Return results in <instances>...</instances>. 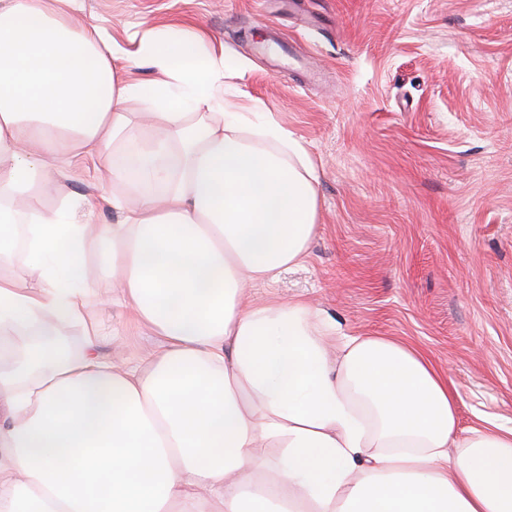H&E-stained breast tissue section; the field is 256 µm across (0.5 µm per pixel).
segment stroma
I'll return each instance as SVG.
<instances>
[{"mask_svg": "<svg viewBox=\"0 0 512 512\" xmlns=\"http://www.w3.org/2000/svg\"><path fill=\"white\" fill-rule=\"evenodd\" d=\"M223 54L227 105L258 107L318 173L319 231L275 294L357 336L423 350L458 428L512 427V0H80Z\"/></svg>", "mask_w": 512, "mask_h": 512, "instance_id": "35a3bbf8", "label": "stroma"}]
</instances>
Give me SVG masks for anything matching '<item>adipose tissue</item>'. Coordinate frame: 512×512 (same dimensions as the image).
<instances>
[{
    "label": "adipose tissue",
    "instance_id": "1",
    "mask_svg": "<svg viewBox=\"0 0 512 512\" xmlns=\"http://www.w3.org/2000/svg\"><path fill=\"white\" fill-rule=\"evenodd\" d=\"M76 8L0 0V257L23 223L27 269L0 273V512H512V429L460 434L421 350L248 299L319 229L298 140L226 111L224 57L198 40L145 34L160 78L128 83ZM87 162L121 192L65 194ZM57 314L79 344L31 347ZM133 328L155 344L113 358Z\"/></svg>",
    "mask_w": 512,
    "mask_h": 512
}]
</instances>
